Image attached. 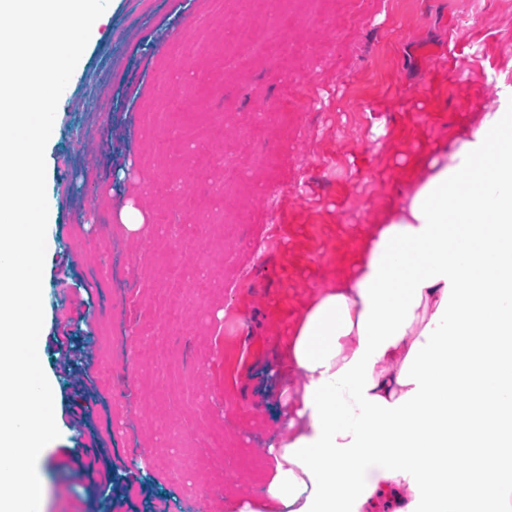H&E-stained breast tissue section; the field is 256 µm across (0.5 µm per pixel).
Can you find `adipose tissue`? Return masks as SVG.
Segmentation results:
<instances>
[{
	"label": "adipose tissue",
	"mask_w": 512,
	"mask_h": 512,
	"mask_svg": "<svg viewBox=\"0 0 512 512\" xmlns=\"http://www.w3.org/2000/svg\"><path fill=\"white\" fill-rule=\"evenodd\" d=\"M419 165L282 337L302 382L238 512H512V95Z\"/></svg>",
	"instance_id": "obj_1"
}]
</instances>
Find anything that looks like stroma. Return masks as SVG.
I'll return each mask as SVG.
<instances>
[{
  "instance_id": "obj_1",
  "label": "stroma",
  "mask_w": 512,
  "mask_h": 512,
  "mask_svg": "<svg viewBox=\"0 0 512 512\" xmlns=\"http://www.w3.org/2000/svg\"><path fill=\"white\" fill-rule=\"evenodd\" d=\"M248 15L109 0L59 100L41 362L60 436L44 512L258 498L251 472L284 435L285 328L348 275L414 160L512 90V0L282 2L243 67L224 46ZM171 129L178 151L158 150ZM129 203L146 217L137 239L119 223Z\"/></svg>"
}]
</instances>
